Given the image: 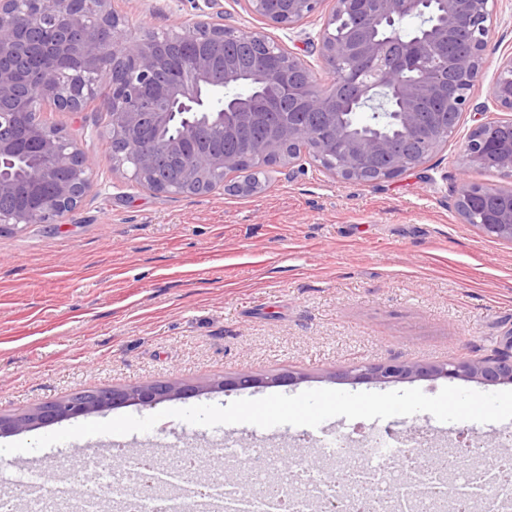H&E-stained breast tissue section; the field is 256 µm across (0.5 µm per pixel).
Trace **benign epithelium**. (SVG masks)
Returning <instances> with one entry per match:
<instances>
[{
    "label": "benign epithelium",
    "mask_w": 512,
    "mask_h": 512,
    "mask_svg": "<svg viewBox=\"0 0 512 512\" xmlns=\"http://www.w3.org/2000/svg\"><path fill=\"white\" fill-rule=\"evenodd\" d=\"M249 10L269 24L294 29L312 16L324 13L315 45L318 59L328 70L329 87L319 86L313 68L297 53L271 42L259 32L233 29L209 22V45L183 60L181 75L172 80L166 71L163 44L190 40L200 21L180 22L161 35L130 36L112 10V0H93L96 21L88 23L74 13L70 0H0V159L34 155L39 164L28 172V186H52L38 203H18L19 182L0 171V224H52L80 204L90 188L92 162L53 127L34 118L47 103L66 112H81L95 94L89 80L102 70L112 75L114 97L108 107L109 142L127 147L133 178L147 188L170 191L160 175L165 167L177 175L185 193L214 189L213 178L242 170L246 163L258 175L272 167L293 169L303 159L339 181L374 183L394 179L428 163L448 144L457 123L471 102L472 90L486 71L485 50L493 30L495 0H440L442 24L429 38L374 34L379 26H394L415 14L422 0H246ZM50 26L55 38L43 41L41 29ZM232 36L249 46L264 48L269 62L249 68L251 77L270 85L294 102L306 120L278 125L261 140L247 142L239 155L186 145L198 140L202 128L224 125V113L214 112L205 93L214 88L213 74L224 82L238 79L242 70L224 58V38ZM386 87L393 100L392 115L408 136L396 141L370 128H351L346 116ZM488 98L477 110L494 107L512 112V52L501 57L490 81ZM442 102L448 112H436ZM183 119L174 136L152 151L140 149L147 133L170 126L178 114ZM236 129L247 131L259 120L249 107L234 112ZM512 133V117L484 121L461 146L466 168L487 171L507 181L505 185L467 183L455 190L459 218L483 233L512 242V138L501 145L503 130ZM495 195L497 202L478 221L472 199ZM356 380L400 382L420 375L446 378L469 376L486 384L512 382V336L505 348L483 359L450 362L429 367L385 362L353 367ZM292 377L271 379L241 376L221 382L217 389H247L279 384ZM187 392L180 380L141 387L134 392L114 391L105 397L67 399L49 403L31 415V421L0 418V434L20 432L116 405H143L175 399Z\"/></svg>",
    "instance_id": "obj_1"
}]
</instances>
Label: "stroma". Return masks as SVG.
<instances>
[{"label": "stroma", "instance_id": "stroma-1", "mask_svg": "<svg viewBox=\"0 0 512 512\" xmlns=\"http://www.w3.org/2000/svg\"><path fill=\"white\" fill-rule=\"evenodd\" d=\"M132 36L223 15L226 25L263 32L302 58L321 19L294 29L267 25L244 0H115ZM480 84L447 146L426 165L376 184L334 180L306 165L269 169L261 188L229 175L202 194L136 185L114 170L102 99L86 111L48 109L93 162L80 206L53 224L0 228V418L31 415L79 392L131 391L176 378L192 394L158 405L123 404L92 422L165 409L227 405L310 389L390 391L352 382L351 366L385 361L429 366L493 354L512 336V243L461 223L453 191L496 183L465 168L460 146L485 116ZM284 385L216 390L247 373ZM424 430L430 449L451 448L456 424L419 413L319 428L250 424L196 426L175 418L157 433H129V447L157 444L173 465L192 455L205 473L227 437L291 461L329 435L366 444L373 434ZM81 440L27 453L53 482L82 464Z\"/></svg>", "mask_w": 512, "mask_h": 512}]
</instances>
